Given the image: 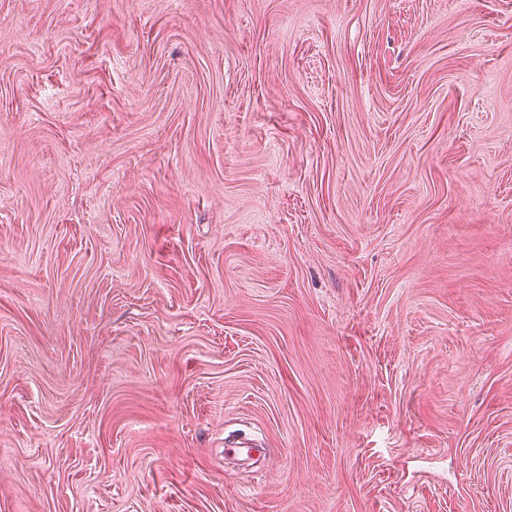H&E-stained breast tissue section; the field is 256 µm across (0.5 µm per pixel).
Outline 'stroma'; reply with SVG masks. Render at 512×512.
I'll return each instance as SVG.
<instances>
[{"instance_id": "stroma-1", "label": "stroma", "mask_w": 512, "mask_h": 512, "mask_svg": "<svg viewBox=\"0 0 512 512\" xmlns=\"http://www.w3.org/2000/svg\"><path fill=\"white\" fill-rule=\"evenodd\" d=\"M0 512H512V0H0Z\"/></svg>"}]
</instances>
